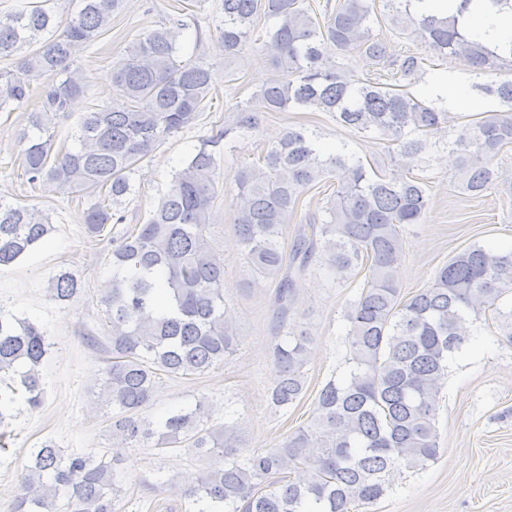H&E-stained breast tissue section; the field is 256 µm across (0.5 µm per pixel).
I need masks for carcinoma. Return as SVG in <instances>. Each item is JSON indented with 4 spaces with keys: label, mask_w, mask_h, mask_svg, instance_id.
Returning a JSON list of instances; mask_svg holds the SVG:
<instances>
[{
    "label": "carcinoma",
    "mask_w": 512,
    "mask_h": 512,
    "mask_svg": "<svg viewBox=\"0 0 512 512\" xmlns=\"http://www.w3.org/2000/svg\"><path fill=\"white\" fill-rule=\"evenodd\" d=\"M412 2L223 0L215 29L224 57L260 51L278 75L201 140L147 222L116 237L112 225L124 222L119 206L133 191L135 166L204 111L215 89L212 66L181 59L189 24L177 11L168 15L128 45L112 71L118 98L91 102L69 149L57 145L56 116L89 91L75 54L111 25L123 0H82L62 28L54 0H14L0 15V58L26 50L16 69L0 72V111L26 104L35 90L39 96L20 135L27 183L94 197L82 214L86 233L112 243V279L101 295L108 334L85 333L91 347L108 355L102 397L112 408V455L67 454L42 443L24 468L12 512H54L62 495L69 512H116L121 450L150 441L156 448L182 444L199 456L228 455L184 490L197 512H352L384 497L403 471L436 459V411L449 358L482 313L512 344V251L469 245L434 271L427 288L403 297V228L423 223L428 208L413 162L442 143L453 117L397 87L421 78L425 58L387 55L372 23L378 7L393 11L392 22L439 56L487 77L485 90L511 106L512 42L491 49L471 39L458 21L471 0H460L457 13L445 17L420 15ZM261 16L274 25L259 42L253 34ZM334 50L366 56L380 73L362 80L332 60ZM290 109L327 112L374 134L396 146L404 163L371 172L342 151L324 155L314 133L290 127L237 170L233 224L243 260L256 275L277 281L282 312L293 306L296 279L314 268L342 281L362 276L342 312L344 374L323 385L305 425L273 448L238 456V423H211L201 400L192 411L156 422L143 413L158 375L203 374L239 346L224 303V258L209 233L218 157L231 134L258 128L260 113ZM446 145L458 154L463 193H494L512 206V173L495 164L512 147L511 111H487L458 126ZM329 177L336 185L326 204L284 250L279 238L301 195ZM52 230L43 211L0 202V268L16 264ZM83 293L69 271L51 281L58 304ZM312 345L303 330L273 344L268 400L276 411L286 413L303 398ZM50 346L39 327L0 312V409L20 391L29 409L42 406L39 366Z\"/></svg>",
    "instance_id": "1"
}]
</instances>
